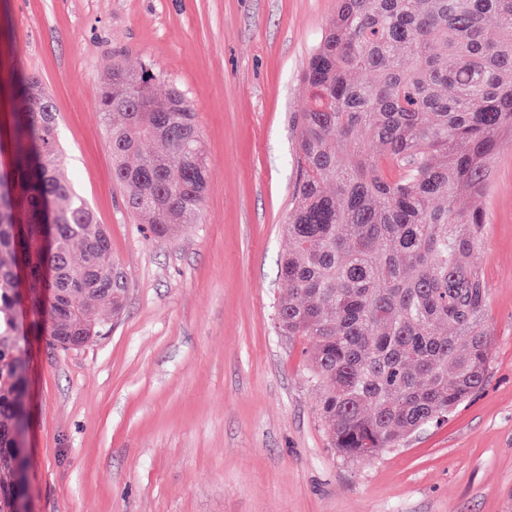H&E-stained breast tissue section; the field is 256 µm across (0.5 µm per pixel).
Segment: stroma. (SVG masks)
<instances>
[{"instance_id":"obj_1","label":"stroma","mask_w":512,"mask_h":512,"mask_svg":"<svg viewBox=\"0 0 512 512\" xmlns=\"http://www.w3.org/2000/svg\"><path fill=\"white\" fill-rule=\"evenodd\" d=\"M335 0H0V82L37 74L68 175L128 279L110 332L62 351L19 335L30 512H512V137L492 162L479 266L494 354L446 425L368 464L330 448L304 342L274 306L291 118ZM153 67L193 104L209 161L196 222L153 237L112 180L99 81Z\"/></svg>"}]
</instances>
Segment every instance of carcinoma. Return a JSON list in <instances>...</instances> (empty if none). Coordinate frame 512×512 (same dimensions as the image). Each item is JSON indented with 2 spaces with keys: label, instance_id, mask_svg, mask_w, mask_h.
<instances>
[{
  "label": "carcinoma",
  "instance_id": "carcinoma-1",
  "mask_svg": "<svg viewBox=\"0 0 512 512\" xmlns=\"http://www.w3.org/2000/svg\"><path fill=\"white\" fill-rule=\"evenodd\" d=\"M159 80L114 60L97 104L120 118L108 130L113 181L169 237L199 215L208 164L191 102L176 86L157 95ZM302 80L275 320L309 343L330 447L369 461L447 421L488 375L478 259L491 164L512 133V0H336ZM14 101L0 166V512L26 414L18 315L68 350L105 335L128 291L108 232L65 178L53 99L20 74Z\"/></svg>",
  "mask_w": 512,
  "mask_h": 512
}]
</instances>
